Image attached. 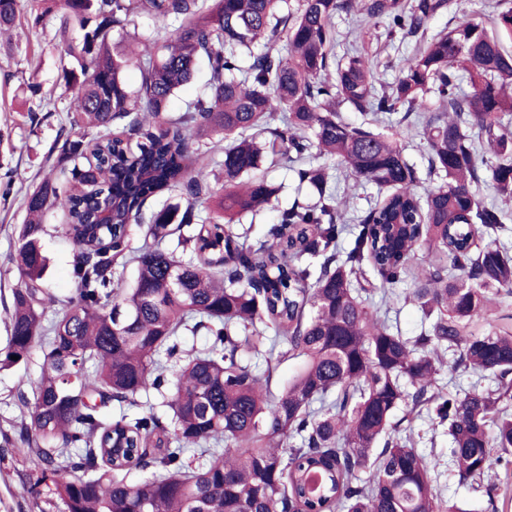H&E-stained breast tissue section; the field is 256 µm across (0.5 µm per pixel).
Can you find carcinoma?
Listing matches in <instances>:
<instances>
[{
  "instance_id": "cac0c4a2",
  "label": "carcinoma",
  "mask_w": 512,
  "mask_h": 512,
  "mask_svg": "<svg viewBox=\"0 0 512 512\" xmlns=\"http://www.w3.org/2000/svg\"><path fill=\"white\" fill-rule=\"evenodd\" d=\"M57 37L71 60L70 128L53 165L28 195L16 263L10 336L0 367L29 359L43 341L30 408L5 444L33 454L62 512H464L436 491L437 462L394 438V411L426 410L448 425V461L462 482L484 489L496 512V466L512 460V334L477 335L472 323L493 297L512 294V253L493 238L503 227L483 182L512 198V8L493 31L481 14L426 42L400 76L363 50L336 55V13L383 24L394 39L424 33L453 0H60ZM19 0H0V30ZM142 13L155 24V51L112 46ZM81 35L73 37L71 28ZM287 53L277 49L281 38ZM207 62L203 91L180 112L175 92ZM136 62L138 88L123 78ZM347 106L368 118L348 122ZM422 124L424 185L402 132L375 129L398 108ZM284 113L271 128V113ZM223 144V183L211 186L206 155ZM376 187L379 203L344 221L331 166ZM292 171L315 200L280 211L264 238L246 243L235 222L267 206L277 188L255 175L265 160ZM187 197L145 216L163 191ZM209 205L207 216L198 202ZM75 253V294L43 286L44 213ZM144 242L132 248L134 231ZM178 234L176 247L162 242ZM350 237L339 251V239ZM421 271L411 258L419 248ZM137 262L135 285L119 269ZM413 276L412 298L429 327L407 338L373 302ZM54 310L55 316L47 318ZM204 329L209 350L175 360L178 337ZM304 366L273 397L240 353L265 341ZM456 355L444 363L445 353ZM19 360H13V357ZM495 386L448 393L443 365ZM160 393L171 418L153 410L103 422L98 406L138 405ZM286 438L299 446L282 449ZM157 469L138 483L124 472ZM369 472L362 479L360 472ZM83 476L77 477L75 473Z\"/></svg>"
}]
</instances>
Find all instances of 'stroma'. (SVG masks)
Listing matches in <instances>:
<instances>
[{"mask_svg":"<svg viewBox=\"0 0 512 512\" xmlns=\"http://www.w3.org/2000/svg\"><path fill=\"white\" fill-rule=\"evenodd\" d=\"M512 0H456L453 10L431 19L426 37L471 19L474 10L492 16ZM60 7L44 13L32 24L28 8H20L10 36L0 35V349L9 338V309L18 274L12 263L21 224L26 220L25 199L32 188L50 173L57 154L60 129L68 127L71 114L65 90L63 67L67 62L56 35ZM365 45L370 55L386 64L387 79L397 76L404 58L413 52L414 41L387 43L381 27L367 25ZM38 125H31V118ZM266 180L277 189L271 203L253 220L254 234H262L273 224L279 211L295 196L312 197L310 188H298L291 171L263 165ZM64 218L60 210L48 213L47 232L42 239L48 258L44 286L56 297H67L73 282L70 268L74 246L57 230ZM410 283L396 287L400 298L390 304L386 316L403 336H417L428 322L420 307L408 297ZM41 348H33L27 362L0 369V439L13 434L28 412L17 402L19 392H30L39 375ZM396 418H408L417 448L438 462L434 486L444 498L459 502L465 512H485L486 499L470 485L459 482L448 468L450 441L446 428L431 424L427 417L408 414L398 408ZM34 471L32 458L0 456V512H61L62 505L48 489L28 494L26 487Z\"/></svg>","mask_w":512,"mask_h":512,"instance_id":"35a3bbf8","label":"stroma"}]
</instances>
